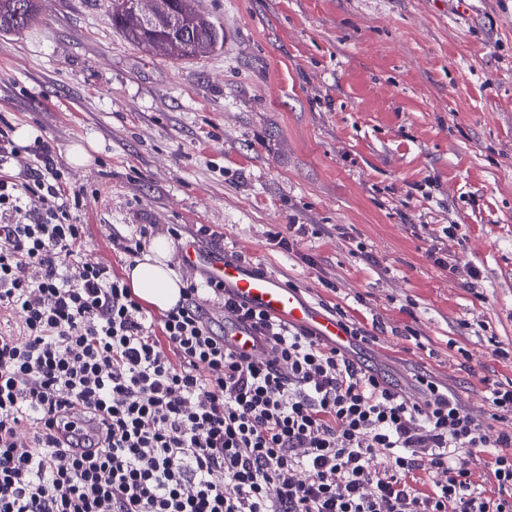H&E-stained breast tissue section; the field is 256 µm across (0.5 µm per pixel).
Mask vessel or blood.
Here are the masks:
<instances>
[{"mask_svg": "<svg viewBox=\"0 0 512 512\" xmlns=\"http://www.w3.org/2000/svg\"><path fill=\"white\" fill-rule=\"evenodd\" d=\"M186 266H205L207 276L223 283L234 298L271 317L310 332L322 342L337 347L350 343L343 325L335 315L307 301L300 289L267 272L226 258L223 251H201L193 242H186L176 254ZM224 340L236 352L252 357L263 355L264 349L249 326L235 321L224 324Z\"/></svg>", "mask_w": 512, "mask_h": 512, "instance_id": "vessel-or-blood-1", "label": "vessel or blood"}]
</instances>
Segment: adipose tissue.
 <instances>
[{
  "mask_svg": "<svg viewBox=\"0 0 512 512\" xmlns=\"http://www.w3.org/2000/svg\"><path fill=\"white\" fill-rule=\"evenodd\" d=\"M170 251L169 241L158 239L149 252L126 270V279L133 294L144 305L161 312L178 303L183 286L169 265Z\"/></svg>",
  "mask_w": 512,
  "mask_h": 512,
  "instance_id": "obj_1",
  "label": "adipose tissue"
}]
</instances>
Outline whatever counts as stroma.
<instances>
[{
	"mask_svg": "<svg viewBox=\"0 0 512 512\" xmlns=\"http://www.w3.org/2000/svg\"><path fill=\"white\" fill-rule=\"evenodd\" d=\"M198 7L231 38L190 61L133 45L105 0H44L0 36V122L48 139L90 192L86 259L121 274L110 234L151 225L147 247L208 225L228 257L372 332L357 357L389 382L411 395L428 373L512 431L483 384L512 381L491 347L512 348V0ZM289 224L308 232L287 253L270 235ZM448 224L453 273L425 256Z\"/></svg>",
	"mask_w": 512,
	"mask_h": 512,
	"instance_id": "obj_1",
	"label": "stroma"
}]
</instances>
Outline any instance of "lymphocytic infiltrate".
Returning a JSON list of instances; mask_svg holds the SVG:
<instances>
[{
    "mask_svg": "<svg viewBox=\"0 0 512 512\" xmlns=\"http://www.w3.org/2000/svg\"><path fill=\"white\" fill-rule=\"evenodd\" d=\"M86 202L51 142L0 128V313L21 316L0 331V512H512L511 431L489 437L424 373L413 400L208 278L153 315L85 260ZM206 295L266 357L225 346ZM480 448L490 495L469 468Z\"/></svg>",
    "mask_w": 512,
    "mask_h": 512,
    "instance_id": "f902f5d3",
    "label": "lymphocytic infiltrate"
}]
</instances>
